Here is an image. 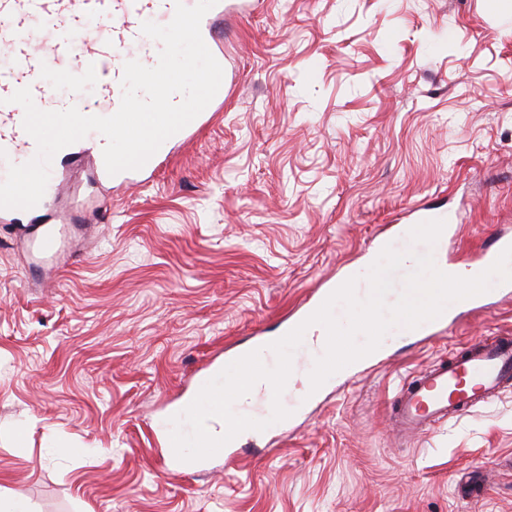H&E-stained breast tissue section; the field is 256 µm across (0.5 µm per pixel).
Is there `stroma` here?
<instances>
[{
	"label": "stroma",
	"mask_w": 512,
	"mask_h": 512,
	"mask_svg": "<svg viewBox=\"0 0 512 512\" xmlns=\"http://www.w3.org/2000/svg\"><path fill=\"white\" fill-rule=\"evenodd\" d=\"M230 97L134 187L86 166L56 254L0 224V498L30 512H512V389L401 441L409 375L512 336V300L391 337L231 462L167 475L175 406L428 205L466 261L512 232V0H255L224 20ZM489 473L473 498L463 473ZM274 341H275V339L273 337L264 336V334L262 332L258 331L256 333V336L254 337V341L251 345L245 346V347L240 348L234 352L226 354L224 356V364L223 365L218 366L212 370L204 371V372L200 373L198 385L202 388L204 386V384H206L209 380L212 379L213 375L216 372L221 371L229 363L233 362L234 360L242 357L243 355H245L253 350L265 348L267 345H269L270 343H272Z\"/></svg>",
	"instance_id": "1"
}]
</instances>
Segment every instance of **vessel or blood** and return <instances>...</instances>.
Wrapping results in <instances>:
<instances>
[{
	"instance_id": "1",
	"label": "vessel or blood",
	"mask_w": 512,
	"mask_h": 512,
	"mask_svg": "<svg viewBox=\"0 0 512 512\" xmlns=\"http://www.w3.org/2000/svg\"><path fill=\"white\" fill-rule=\"evenodd\" d=\"M248 0H218L201 22L202 38L219 63H226L224 30L225 14L246 11ZM174 0H0V48L8 64L0 66V157L35 156L37 145L23 128L24 110L11 103L15 90L30 88L35 104L43 110H63L74 106L86 115L114 114L121 101V78L126 61L136 60L152 67L158 62L148 38L141 31L146 21H171ZM54 63L58 74L70 85L67 94L59 93L53 84L43 81L46 63ZM94 82L93 99L81 92L84 77ZM232 85L231 74H224L216 94L207 107L188 125L172 135V142L189 139L224 104L223 93ZM105 138L98 133L66 147L68 155H89L96 163L99 182L122 186L140 182L151 172L154 161L142 169L108 174L103 148ZM60 175L51 171L41 201L27 212L0 209V223L13 224L19 215H27L31 224L43 223L60 192ZM456 225L445 222L431 209H416L408 222L391 225L387 233L372 243L374 252L394 240H422L440 249L456 235ZM512 246V236L499 235L492 249L474 260L461 264L448 260L450 275L473 277L489 268L499 254ZM329 288L316 289L305 306L289 315L282 324L291 331L309 317L328 297ZM512 298V283H499L491 292L453 302L437 319L414 329L419 341L435 338L439 329L464 312L477 311L490 304L491 297ZM512 387V336L493 340L480 339L445 362L432 364L402 385L392 402L391 420L396 434L412 439L430 431L443 420L460 418L477 407L499 398Z\"/></svg>"
}]
</instances>
